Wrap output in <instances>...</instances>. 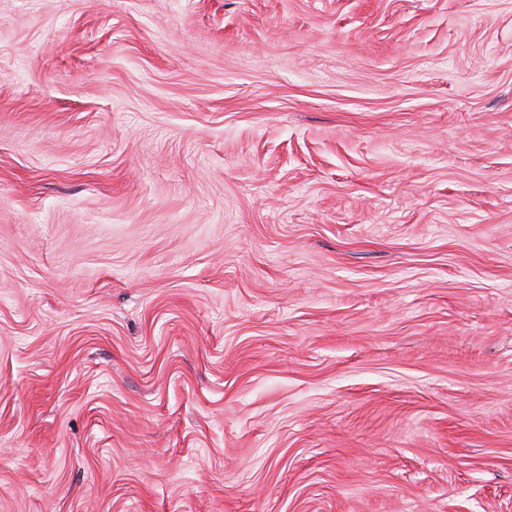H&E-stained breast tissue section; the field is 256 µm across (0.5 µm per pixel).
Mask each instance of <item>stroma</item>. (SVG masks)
Listing matches in <instances>:
<instances>
[{
  "instance_id": "1",
  "label": "stroma",
  "mask_w": 512,
  "mask_h": 512,
  "mask_svg": "<svg viewBox=\"0 0 512 512\" xmlns=\"http://www.w3.org/2000/svg\"><path fill=\"white\" fill-rule=\"evenodd\" d=\"M0 512H512V0H0Z\"/></svg>"
}]
</instances>
